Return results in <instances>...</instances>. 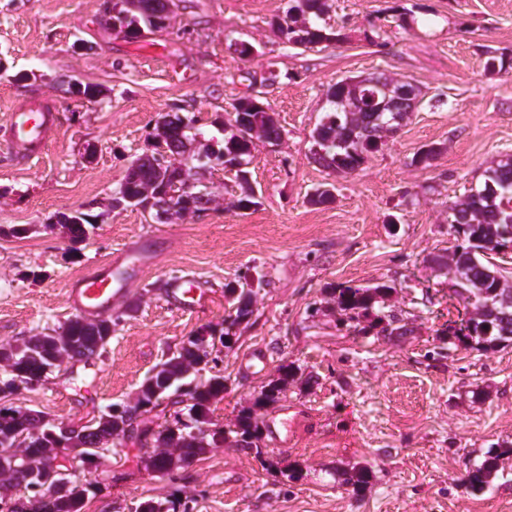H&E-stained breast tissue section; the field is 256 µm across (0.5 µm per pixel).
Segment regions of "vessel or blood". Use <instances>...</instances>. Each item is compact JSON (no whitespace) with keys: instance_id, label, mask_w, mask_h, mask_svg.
<instances>
[{"instance_id":"obj_1","label":"vessel or blood","mask_w":512,"mask_h":512,"mask_svg":"<svg viewBox=\"0 0 512 512\" xmlns=\"http://www.w3.org/2000/svg\"><path fill=\"white\" fill-rule=\"evenodd\" d=\"M57 122L55 109L46 104L18 105L13 108L5 133L0 137L9 144L18 161L27 162L42 154L48 134ZM139 261L136 251L126 249L72 280L67 290L69 306L85 317L108 311L124 290L126 270L134 268ZM208 300L207 291L194 287L185 277L172 279L170 303L176 309L197 310L205 307Z\"/></svg>"}]
</instances>
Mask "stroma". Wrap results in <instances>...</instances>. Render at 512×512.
<instances>
[{
  "label": "stroma",
  "instance_id": "1",
  "mask_svg": "<svg viewBox=\"0 0 512 512\" xmlns=\"http://www.w3.org/2000/svg\"><path fill=\"white\" fill-rule=\"evenodd\" d=\"M164 29L132 41L105 29L109 0H0V126L14 103L45 96L59 113L44 153L12 161L0 141V341L25 338L74 317L70 282L125 248L139 249L111 312L121 315L95 364H65L5 407L86 424L131 400L163 349L202 330L222 333L226 286L262 274L254 313L220 349L226 379L213 420L232 424L253 409L280 365L297 370L279 400L261 410L264 456L234 441L168 476L146 470L130 440L102 451L85 512H132L153 500L192 512H512V460L478 494L464 479L486 453L512 441V347L450 343L452 278L429 254L454 243L449 202L486 168L512 154V74L487 70L488 50L512 57V0H328L348 41L289 46L270 27L288 0H175ZM252 44L240 58L230 42ZM278 83H264L268 67ZM383 73L425 97L362 168L339 176L315 163L310 134L326 91L348 76ZM98 86L87 101L69 81ZM443 94L434 107L428 97ZM256 95L273 112L279 145L259 143L249 166L258 204L228 208L240 189L222 165L190 171L206 184V210L162 221L112 197L132 162L152 150L164 113L195 117L192 152L221 153L226 114ZM426 145L441 152L414 163ZM336 186L332 203L311 192ZM81 211L86 238L57 219ZM189 275L210 292L200 311L165 298L167 281ZM350 281L392 286L389 305L409 336L357 332L327 290ZM364 466L367 488L340 485L336 471Z\"/></svg>",
  "mask_w": 512,
  "mask_h": 512
}]
</instances>
